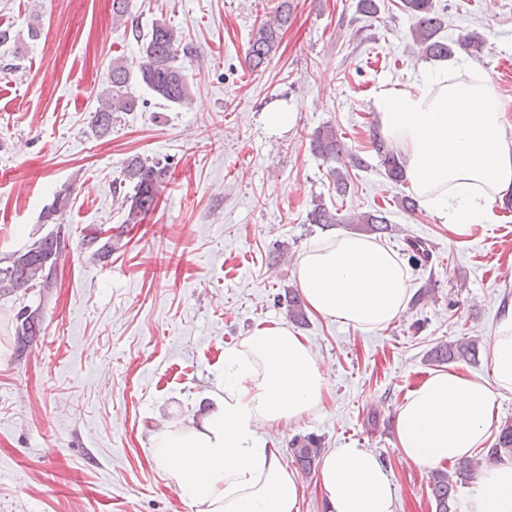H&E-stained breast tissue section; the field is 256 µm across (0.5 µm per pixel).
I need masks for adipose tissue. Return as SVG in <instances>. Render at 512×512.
Returning <instances> with one entry per match:
<instances>
[{
  "mask_svg": "<svg viewBox=\"0 0 512 512\" xmlns=\"http://www.w3.org/2000/svg\"><path fill=\"white\" fill-rule=\"evenodd\" d=\"M373 108L424 208L459 234L494 220L496 202L512 193V122L484 72L448 60L407 86L380 85ZM294 277L315 313L365 331L387 326L410 299L396 256L348 232L310 244ZM490 365L486 377L439 371L409 390L396 416L403 460L431 469L486 440L498 401L512 395V310L490 340ZM325 393L302 336L282 321L256 324L225 351L223 384L202 413L154 432L152 458L194 512H299L298 478L260 428L299 420ZM320 483L328 512H394L392 483L366 449L331 451ZM467 512H512V460L481 471Z\"/></svg>",
  "mask_w": 512,
  "mask_h": 512,
  "instance_id": "1",
  "label": "adipose tissue"
}]
</instances>
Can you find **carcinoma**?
<instances>
[{
    "label": "carcinoma",
    "mask_w": 512,
    "mask_h": 512,
    "mask_svg": "<svg viewBox=\"0 0 512 512\" xmlns=\"http://www.w3.org/2000/svg\"><path fill=\"white\" fill-rule=\"evenodd\" d=\"M403 9L416 18L412 31L413 41L422 56L429 59H444L453 54V46L440 36L445 26L444 16L438 12L433 0H402ZM293 14V0H279L274 12L263 19L248 42L246 62L252 70L261 68L274 55L280 45L281 35L288 28ZM141 38V35H136ZM143 39V38H141ZM182 32L164 19L153 22L151 31L141 42V56L137 65L129 64L126 58L116 57L108 72L106 87L99 95V106L93 112L91 125L100 137L112 131V116L117 112H130L138 106V100L131 96L128 87L132 79H137L156 98L174 105L184 102L190 95L191 87L187 74L177 64ZM373 148L379 158L385 176L393 183L403 180V158L399 151L388 146L378 135L373 134ZM312 149L325 159H339L344 144L337 136L336 129L325 126L315 132ZM120 185L128 183L131 191L123 196L126 208V224H139L146 216L154 212L158 205L160 183L164 169L150 164L140 157L128 159ZM71 190L63 188L56 195L52 205L44 211L42 219L46 224H54L60 219L68 206ZM307 220L311 224L329 227L336 224V215L317 204L308 212ZM351 224H361L371 233H386L389 222L384 212L375 210L355 214L349 218ZM124 230L107 237L89 234L82 239L83 249L93 250L92 256L105 258L112 253V241H120ZM66 248L65 240L58 233L48 234L34 241L28 248L0 259V296L11 295L32 288H50L54 284L56 263ZM288 305L289 320L299 323L304 320V303L300 295L293 291L285 296ZM41 321L37 313H20V325L17 326L18 344L26 346L34 337L41 334ZM478 357V347L472 339H461L441 344L431 350L429 359L436 364L474 363ZM290 449L295 462L302 470L311 469L321 454V439L305 435L290 441ZM512 459V424H506L500 430L494 443L479 455V458L463 459L454 464L453 472L437 471L432 474L431 495L435 512H453L456 501L457 480L473 479L478 474L482 462H497L503 458Z\"/></svg>",
    "instance_id": "carcinoma-1"
}]
</instances>
